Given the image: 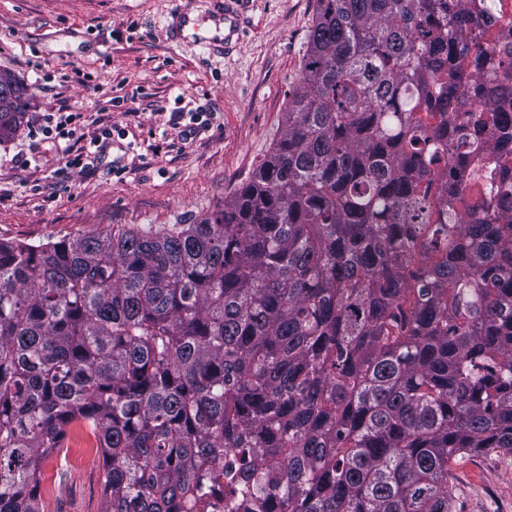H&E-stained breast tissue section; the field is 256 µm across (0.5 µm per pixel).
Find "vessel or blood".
I'll return each mask as SVG.
<instances>
[{"label":"vessel or blood","instance_id":"vessel-or-blood-1","mask_svg":"<svg viewBox=\"0 0 512 512\" xmlns=\"http://www.w3.org/2000/svg\"><path fill=\"white\" fill-rule=\"evenodd\" d=\"M241 26L242 0H172L163 29L170 43L214 55L231 48Z\"/></svg>","mask_w":512,"mask_h":512}]
</instances>
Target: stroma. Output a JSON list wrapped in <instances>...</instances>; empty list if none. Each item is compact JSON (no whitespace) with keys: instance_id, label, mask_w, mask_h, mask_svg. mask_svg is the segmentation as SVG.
<instances>
[{"instance_id":"35a3bbf8","label":"stroma","mask_w":512,"mask_h":512,"mask_svg":"<svg viewBox=\"0 0 512 512\" xmlns=\"http://www.w3.org/2000/svg\"><path fill=\"white\" fill-rule=\"evenodd\" d=\"M171 0H0V72L30 95L0 144V238L56 241L131 224H189L222 208L266 160L298 88L317 0H247L237 47L221 57L167 43ZM121 98V106L107 108ZM210 126L184 141L172 113ZM78 114L115 134L87 170L29 136L36 118ZM45 512H99L101 460L78 442L42 467ZM456 512H512V454L451 466Z\"/></svg>"}]
</instances>
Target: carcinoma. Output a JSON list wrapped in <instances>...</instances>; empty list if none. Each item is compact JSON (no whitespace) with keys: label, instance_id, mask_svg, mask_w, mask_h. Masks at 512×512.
Returning a JSON list of instances; mask_svg holds the SVG:
<instances>
[{"label":"carcinoma","instance_id":"cac0c4a2","mask_svg":"<svg viewBox=\"0 0 512 512\" xmlns=\"http://www.w3.org/2000/svg\"><path fill=\"white\" fill-rule=\"evenodd\" d=\"M470 2L317 0L281 137L195 223L0 239V512L76 428L100 512H455L452 462L512 453V16ZM27 104L0 74V143Z\"/></svg>","mask_w":512,"mask_h":512}]
</instances>
